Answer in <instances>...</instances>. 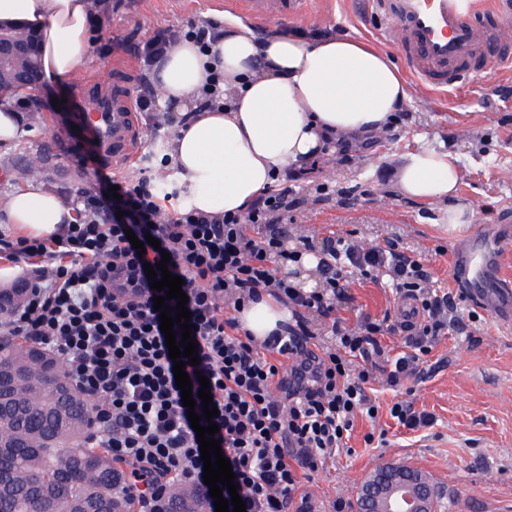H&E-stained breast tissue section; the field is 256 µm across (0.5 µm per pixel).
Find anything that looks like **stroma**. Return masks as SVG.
Returning a JSON list of instances; mask_svg holds the SVG:
<instances>
[{"instance_id":"stroma-1","label":"stroma","mask_w":512,"mask_h":512,"mask_svg":"<svg viewBox=\"0 0 512 512\" xmlns=\"http://www.w3.org/2000/svg\"><path fill=\"white\" fill-rule=\"evenodd\" d=\"M100 25L92 29L90 50L77 78L43 83L32 91V109L21 122L26 136L0 142V201L18 187L24 159L40 157V182L73 199L96 186L92 164L76 161L77 130L55 128L43 103L61 99V112L77 111L82 83L108 86L113 61L129 57V43L190 20H215L206 0L185 9L176 0H102ZM279 26L368 41L391 54L408 74L412 98L396 112L390 127L350 159H317L293 181L300 204L282 222L288 247L299 237L322 240L330 233L351 234L369 248L400 236L410 255L430 272L434 287L456 289L449 275L451 250L478 225L494 223L512 211V76L475 58L469 77L441 92L410 75L400 42H385V22L371 11V0H308L302 16H285ZM427 147L449 154L461 171L460 202L472 214L449 233L439 203L401 196L396 187L403 156ZM349 298L337 314L356 323L360 315L397 314L401 301L384 282L352 276ZM458 322L422 358L421 378L413 385L415 409L434 415L433 427L409 432L389 415L400 392L377 387V421L357 418L348 450L337 453L313 474L309 487L324 505L355 500L364 479L388 464L420 469L440 494L441 512H512V328L466 302L457 303ZM385 443H366L371 431Z\"/></svg>"}]
</instances>
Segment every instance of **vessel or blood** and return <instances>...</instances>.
<instances>
[{
    "instance_id": "obj_1",
    "label": "vessel or blood",
    "mask_w": 512,
    "mask_h": 512,
    "mask_svg": "<svg viewBox=\"0 0 512 512\" xmlns=\"http://www.w3.org/2000/svg\"><path fill=\"white\" fill-rule=\"evenodd\" d=\"M257 19L268 20L284 13L301 14L304 0H243ZM376 14L386 19L387 36H398L412 72L428 85L446 88L451 84L449 67L473 52L485 63H512L505 52V34L512 32V16L499 18L497 33L482 31L471 21L473 0H373ZM130 68L117 72L109 89L83 91L79 112L68 116L79 126L82 145L96 168L117 170L137 161L138 135L130 95ZM512 241V215L503 214L496 227L474 231L464 246L453 254L452 272L459 294L512 325V281L503 277L501 255Z\"/></svg>"
}]
</instances>
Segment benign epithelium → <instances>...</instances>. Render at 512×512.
I'll return each instance as SVG.
<instances>
[{
  "label": "benign epithelium",
  "instance_id": "1",
  "mask_svg": "<svg viewBox=\"0 0 512 512\" xmlns=\"http://www.w3.org/2000/svg\"><path fill=\"white\" fill-rule=\"evenodd\" d=\"M41 38L29 28L18 29L15 36L0 34V73H8L18 83L37 76L32 64L16 68L18 59L41 54ZM435 493L418 471L410 467L388 465L376 470L362 485L358 512H433Z\"/></svg>",
  "mask_w": 512,
  "mask_h": 512
}]
</instances>
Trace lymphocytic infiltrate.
<instances>
[{"mask_svg":"<svg viewBox=\"0 0 512 512\" xmlns=\"http://www.w3.org/2000/svg\"><path fill=\"white\" fill-rule=\"evenodd\" d=\"M218 36L211 21L189 23L135 45L142 71L183 42L208 53ZM80 218L48 238H0V253L28 270L16 285L23 302L0 335L29 336L51 351L90 404L92 439L124 474L120 485L133 512H172L170 491L187 486L199 512H216L203 481L204 461L173 374L154 289L145 264L170 253L168 269L182 277L192 314L199 362L186 366L210 381L219 414L215 438L229 459L246 512H315L306 484L312 472L345 447L357 416L376 419L379 406L366 391L374 377L401 389L418 377L448 328V298L438 295L423 264L399 240L363 248L344 236L325 239L317 271L321 289L303 292L278 278L275 266L310 251L308 238L288 250L281 228L291 187H268L245 214L210 216L185 206L163 216L179 198L159 192L152 175L117 180L97 174ZM117 188L118 198L108 195ZM152 236L159 247L138 254L126 230ZM389 276L408 300L407 319L394 323L363 316L356 328L335 318L336 302L357 274ZM277 297L290 318L264 340L242 330L239 314L261 293ZM331 319L330 334L315 336L307 314ZM401 335L406 349L381 370L366 367L383 334Z\"/></svg>","mask_w":512,"mask_h":512,"instance_id":"obj_1","label":"lymphocytic infiltrate"}]
</instances>
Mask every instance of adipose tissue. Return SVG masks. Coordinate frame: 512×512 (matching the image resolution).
Wrapping results in <instances>:
<instances>
[{
  "label": "adipose tissue",
  "instance_id": "ef3b65f1",
  "mask_svg": "<svg viewBox=\"0 0 512 512\" xmlns=\"http://www.w3.org/2000/svg\"><path fill=\"white\" fill-rule=\"evenodd\" d=\"M94 10L92 0H0V22L38 31L43 76L58 82L87 57ZM212 52L224 72L219 110L197 109L207 73L192 44L176 46L153 68L160 111L188 116L173 157L193 188V207L211 216L245 210L273 176L308 167L333 153L337 143L381 132L411 99L391 57L360 39L306 38L282 29L260 36L228 14ZM457 184L450 155L432 149L409 153L398 175L405 196L447 201L452 231L464 215L453 201ZM5 210L15 229L40 237L57 232L73 214L66 200L32 182L12 193ZM287 318L286 306L267 295L251 304L241 321L261 338Z\"/></svg>",
  "mask_w": 512,
  "mask_h": 512
}]
</instances>
